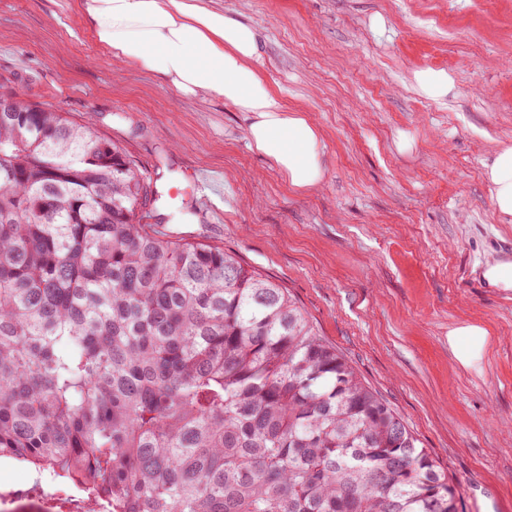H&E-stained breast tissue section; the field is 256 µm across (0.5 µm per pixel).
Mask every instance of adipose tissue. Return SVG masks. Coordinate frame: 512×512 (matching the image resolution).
Instances as JSON below:
<instances>
[{
  "mask_svg": "<svg viewBox=\"0 0 512 512\" xmlns=\"http://www.w3.org/2000/svg\"><path fill=\"white\" fill-rule=\"evenodd\" d=\"M107 59L155 73L183 99L217 98L242 112L249 149L267 161L297 196L325 177L320 128L306 113L286 108L256 64L260 36L251 24L225 14L216 0H77ZM494 210L512 223V146L500 147L487 165ZM490 332L463 321L448 344L466 369L482 372Z\"/></svg>",
  "mask_w": 512,
  "mask_h": 512,
  "instance_id": "1",
  "label": "adipose tissue"
}]
</instances>
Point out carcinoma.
Returning <instances> with one entry per match:
<instances>
[{
	"label": "carcinoma",
	"mask_w": 512,
	"mask_h": 512,
	"mask_svg": "<svg viewBox=\"0 0 512 512\" xmlns=\"http://www.w3.org/2000/svg\"><path fill=\"white\" fill-rule=\"evenodd\" d=\"M4 96L0 459L90 512H459L286 289L141 223L158 191L120 147Z\"/></svg>",
	"instance_id": "1"
}]
</instances>
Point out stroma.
I'll list each match as a JSON object with an SVG mask.
<instances>
[{
  "instance_id": "stroma-1",
  "label": "stroma",
  "mask_w": 512,
  "mask_h": 512,
  "mask_svg": "<svg viewBox=\"0 0 512 512\" xmlns=\"http://www.w3.org/2000/svg\"><path fill=\"white\" fill-rule=\"evenodd\" d=\"M221 2L258 29L281 103L323 133L310 195L248 149L243 113L110 64L75 0H0V81L119 146L160 194L147 223L286 288L447 473L462 512H512V288L468 277L512 255L484 178L512 145V0ZM426 67L452 76L445 98L414 84ZM202 170L216 177L206 196L189 177ZM462 320L491 333L482 372L448 346Z\"/></svg>"
}]
</instances>
